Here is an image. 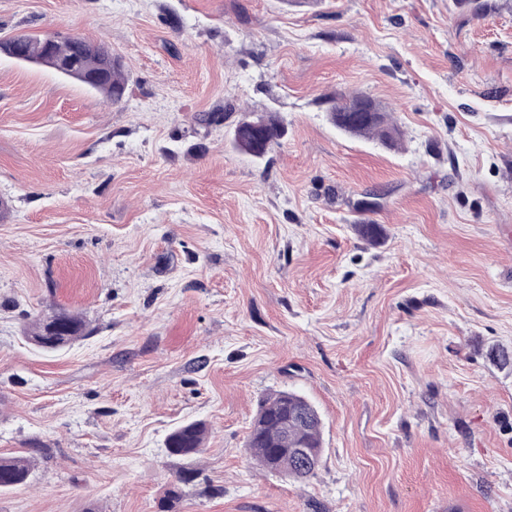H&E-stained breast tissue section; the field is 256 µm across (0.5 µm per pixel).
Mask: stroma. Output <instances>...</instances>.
Here are the masks:
<instances>
[{"instance_id": "stroma-1", "label": "stroma", "mask_w": 512, "mask_h": 512, "mask_svg": "<svg viewBox=\"0 0 512 512\" xmlns=\"http://www.w3.org/2000/svg\"><path fill=\"white\" fill-rule=\"evenodd\" d=\"M54 32L128 90L0 55V456L44 446L0 512H163L186 469L176 512H512V0H0V40ZM264 109L257 160L230 133ZM63 310L92 335L25 340ZM287 389L324 425L306 482L245 449ZM328 104L330 121L349 136L375 138L389 149L395 148L401 139L399 126L390 119L385 109L364 94H336ZM365 112H374L370 121L363 118ZM254 116L259 117L261 120H267L263 124L262 148L258 151L253 148L251 141L253 137L247 132H241V128L249 125L248 120ZM233 128L232 141L236 149L257 159L263 158L274 147L281 145V141L286 134L283 121L274 113L267 111H261V113L253 111L240 119ZM205 433L206 428L203 423L198 421L185 423L167 436L165 447L174 456L199 455L203 451Z\"/></svg>"}]
</instances>
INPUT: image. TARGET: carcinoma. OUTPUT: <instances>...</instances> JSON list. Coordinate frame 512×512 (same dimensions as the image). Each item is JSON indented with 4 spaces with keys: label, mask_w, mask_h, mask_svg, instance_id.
Here are the masks:
<instances>
[{
    "label": "carcinoma",
    "mask_w": 512,
    "mask_h": 512,
    "mask_svg": "<svg viewBox=\"0 0 512 512\" xmlns=\"http://www.w3.org/2000/svg\"><path fill=\"white\" fill-rule=\"evenodd\" d=\"M25 49V62L54 68L61 60L77 58V67L66 74L84 86L100 92L107 100L118 104L127 91L124 64L103 43L87 41L80 44L60 37L51 48L42 38L20 34L0 42V52L8 54L13 47ZM330 121L352 137L377 139L393 149L402 132L375 100L361 94L340 93L328 101ZM286 134L283 121L274 113L251 112L240 119L232 131L236 149L261 159L274 147L281 145ZM358 235L376 244L383 237L379 224L356 225ZM26 340L38 349L58 352L90 335L88 324L81 317L61 313L52 319L35 320L24 328ZM205 425L198 421L185 423L166 438V448L174 456L190 457L203 451ZM245 448L264 471L281 474L296 481H306L316 475L317 468L307 467L298 456L299 449L321 456L323 451V422L315 405L293 390H280L264 398L258 408ZM32 469L26 455L0 457V490H10L26 484Z\"/></svg>",
    "instance_id": "obj_1"
}]
</instances>
